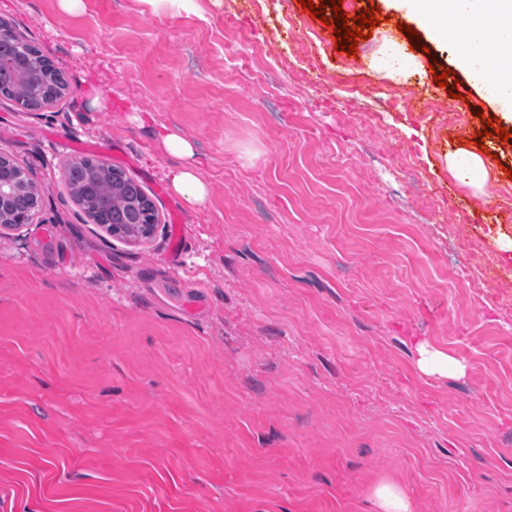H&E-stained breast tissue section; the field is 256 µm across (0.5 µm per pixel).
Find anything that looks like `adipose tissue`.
I'll return each instance as SVG.
<instances>
[{
  "label": "adipose tissue",
  "mask_w": 512,
  "mask_h": 512,
  "mask_svg": "<svg viewBox=\"0 0 512 512\" xmlns=\"http://www.w3.org/2000/svg\"><path fill=\"white\" fill-rule=\"evenodd\" d=\"M393 7L447 38L457 70L512 122V52L500 41L512 32V0H394Z\"/></svg>",
  "instance_id": "obj_1"
}]
</instances>
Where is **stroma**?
<instances>
[{
    "label": "stroma",
    "instance_id": "obj_1",
    "mask_svg": "<svg viewBox=\"0 0 512 512\" xmlns=\"http://www.w3.org/2000/svg\"><path fill=\"white\" fill-rule=\"evenodd\" d=\"M373 3L350 57L299 0H0L69 85L0 97V154L39 190L0 231V512H377L384 483L412 512H512V139L485 138L481 188L455 176L496 111ZM81 142L141 185L151 239L89 223ZM421 342L464 375L421 371ZM171 187L187 204L199 205L208 195V188L194 169L183 167L172 173Z\"/></svg>",
    "mask_w": 512,
    "mask_h": 512
}]
</instances>
